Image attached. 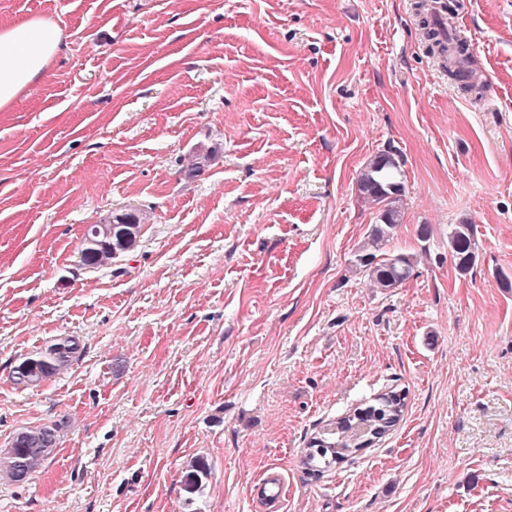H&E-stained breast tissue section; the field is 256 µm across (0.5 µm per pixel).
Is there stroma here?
I'll list each match as a JSON object with an SVG mask.
<instances>
[{
  "mask_svg": "<svg viewBox=\"0 0 512 512\" xmlns=\"http://www.w3.org/2000/svg\"><path fill=\"white\" fill-rule=\"evenodd\" d=\"M453 2L481 102L411 0H0L63 32L0 112V448L63 424L40 471L0 481V512H255L270 471L276 512H512V0ZM387 149L405 193L386 250L414 267L382 290L355 262L377 220L357 179ZM134 210L135 247L83 266L86 226ZM67 337V371L15 384ZM388 389L395 431L307 465ZM452 256L460 271H467L475 258L472 224H454L448 236Z\"/></svg>",
  "mask_w": 512,
  "mask_h": 512,
  "instance_id": "obj_1",
  "label": "stroma"
}]
</instances>
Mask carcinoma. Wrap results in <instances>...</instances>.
<instances>
[{
    "label": "carcinoma",
    "mask_w": 512,
    "mask_h": 512,
    "mask_svg": "<svg viewBox=\"0 0 512 512\" xmlns=\"http://www.w3.org/2000/svg\"><path fill=\"white\" fill-rule=\"evenodd\" d=\"M208 155H190L182 172L186 177L197 176ZM400 176V162L391 150L370 159L358 178L359 197L378 215L367 243L357 255L356 265L367 273L374 287L384 290L395 288L409 279L413 261L405 253L385 254L381 249L401 223L402 197L405 187ZM145 224V218L137 213L114 216L100 224L90 225L97 230L94 243L82 251L84 265L104 266L116 255L133 248ZM452 256L459 270L465 272L475 258V240L470 224H455L448 236ZM82 348L73 338L63 339L62 346L51 357L38 353L27 357L14 367L15 384L37 386L47 379L67 370ZM404 410L401 394L390 390L375 398V404L362 412H355L338 419L323 434L312 438L306 451L309 462L319 460L331 465L348 455V450L364 448L374 439L382 437L400 420ZM60 426L42 425L23 427L15 432L11 450H0V479L21 482L40 469L58 444ZM208 473V465L202 459L195 460L184 476V487L193 493L200 488L202 477Z\"/></svg>",
    "instance_id": "cac0c4a2"
}]
</instances>
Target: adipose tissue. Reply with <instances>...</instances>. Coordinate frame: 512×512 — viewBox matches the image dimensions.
Instances as JSON below:
<instances>
[{"mask_svg": "<svg viewBox=\"0 0 512 512\" xmlns=\"http://www.w3.org/2000/svg\"><path fill=\"white\" fill-rule=\"evenodd\" d=\"M62 31L33 16L0 21V110L6 111L49 67L61 49Z\"/></svg>", "mask_w": 512, "mask_h": 512, "instance_id": "ef3b65f1", "label": "adipose tissue"}]
</instances>
